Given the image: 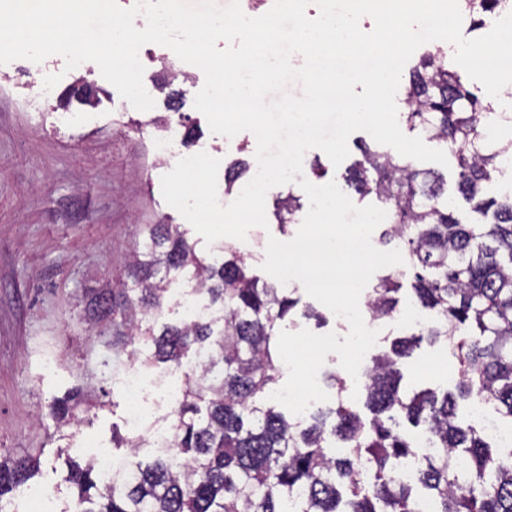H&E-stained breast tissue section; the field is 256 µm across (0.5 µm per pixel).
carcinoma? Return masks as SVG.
<instances>
[{"label": "carcinoma", "instance_id": "1", "mask_svg": "<svg viewBox=\"0 0 512 512\" xmlns=\"http://www.w3.org/2000/svg\"><path fill=\"white\" fill-rule=\"evenodd\" d=\"M473 27L512 11V0H459ZM409 131L447 145L457 163L455 191L473 204L482 224H464L444 198L445 180L379 145H366L345 176L359 200L386 211L379 241L401 251L402 268L379 278L368 307L381 325L395 319L399 279L411 278L415 302L435 313L416 337L389 339L372 356L360 390L370 418L346 397L339 374L327 376L336 406L287 418L266 404L281 366L276 336L297 301L249 272L235 246L222 257L200 259L171 224H151L128 264L131 283L103 288L88 307L96 325L121 318L119 337L137 359L182 366L190 351L206 353L185 372L181 399L168 413L173 442L167 455L132 466L128 477L104 480L89 461L76 468L81 512H421V498L397 477L403 461L416 462L433 512H512V463L473 427L458 422L453 394H410L398 360L419 343H443L458 363L459 394L484 397L512 424V191L482 197L483 185L512 157V138L493 135L482 105L460 69L440 49L409 66L404 88ZM300 199L277 201L280 227L295 220ZM189 274L212 314L165 323L168 277ZM407 421L429 434L426 455L401 431ZM345 453L332 452L336 442ZM115 448L132 454L146 446L134 434L112 432ZM39 467L29 454L0 453V501Z\"/></svg>", "mask_w": 512, "mask_h": 512}]
</instances>
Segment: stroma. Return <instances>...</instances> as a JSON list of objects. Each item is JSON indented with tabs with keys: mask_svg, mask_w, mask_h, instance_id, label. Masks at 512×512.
Returning a JSON list of instances; mask_svg holds the SVG:
<instances>
[{
	"mask_svg": "<svg viewBox=\"0 0 512 512\" xmlns=\"http://www.w3.org/2000/svg\"><path fill=\"white\" fill-rule=\"evenodd\" d=\"M28 65L15 60L0 64V448L14 457L41 454V470L11 500L16 512H29L27 489L51 487L61 505L73 500L66 477L69 463L85 464L90 445H111L113 432L129 434L124 375L137 370L151 400L149 418L163 422L168 404L163 387L178 388L183 369L172 364L135 361L112 344L113 328H94L84 309L106 283L126 279L129 253L150 224L179 226L197 255H209L201 237L169 206L161 190L168 166L155 163L154 130L138 112L117 120L112 110L117 89L88 64L83 82L99 90L87 107L67 101L73 78L61 80L44 107L58 126H33L25 99ZM203 77L174 82L171 89L195 138L215 145L222 165L254 158L256 138L243 131L233 138L213 134L194 106ZM298 223L248 231L240 248L250 271L261 275L269 238L291 240ZM283 291L317 319L296 318L289 332L346 335L348 324L309 297L302 284L289 282ZM440 344L421 342L400 361L403 384L410 389L454 390L459 376L453 357L442 368L431 365ZM84 397L70 425L57 426L50 414L54 400L72 387Z\"/></svg>",
	"mask_w": 512,
	"mask_h": 512,
	"instance_id": "obj_1",
	"label": "stroma"
}]
</instances>
